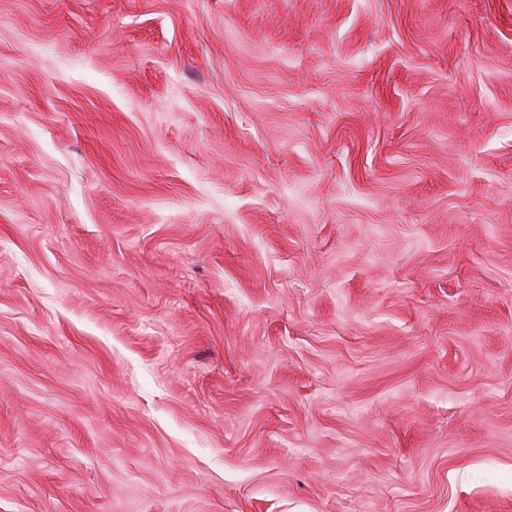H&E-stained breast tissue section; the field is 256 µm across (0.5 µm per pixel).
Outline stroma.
Returning <instances> with one entry per match:
<instances>
[{
	"label": "stroma",
	"instance_id": "35a3bbf8",
	"mask_svg": "<svg viewBox=\"0 0 512 512\" xmlns=\"http://www.w3.org/2000/svg\"><path fill=\"white\" fill-rule=\"evenodd\" d=\"M0 512H512V0H0Z\"/></svg>",
	"mask_w": 512,
	"mask_h": 512
}]
</instances>
